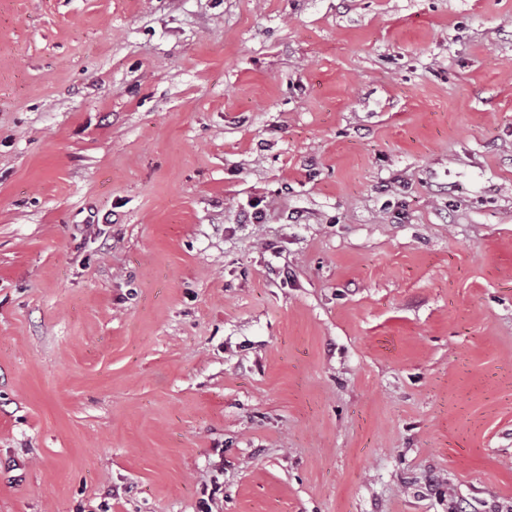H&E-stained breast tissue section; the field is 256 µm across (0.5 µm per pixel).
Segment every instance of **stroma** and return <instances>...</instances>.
<instances>
[{
	"mask_svg": "<svg viewBox=\"0 0 512 512\" xmlns=\"http://www.w3.org/2000/svg\"><path fill=\"white\" fill-rule=\"evenodd\" d=\"M206 505L512 512V0H0V512Z\"/></svg>",
	"mask_w": 512,
	"mask_h": 512,
	"instance_id": "obj_1",
	"label": "stroma"
}]
</instances>
